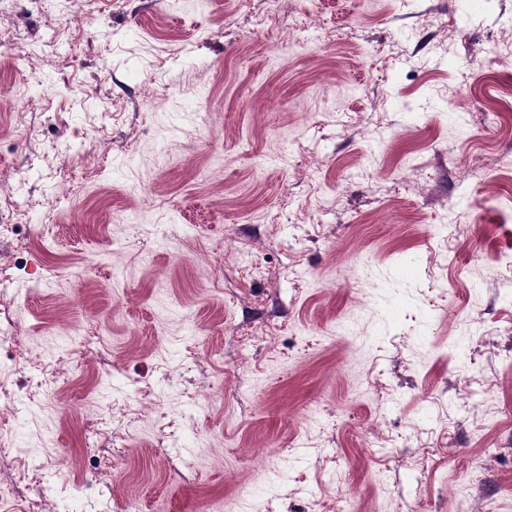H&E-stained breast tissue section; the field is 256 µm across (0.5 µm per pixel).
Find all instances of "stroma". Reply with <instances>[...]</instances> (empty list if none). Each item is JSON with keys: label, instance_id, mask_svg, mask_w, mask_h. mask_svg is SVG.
<instances>
[{"label": "stroma", "instance_id": "35a3bbf8", "mask_svg": "<svg viewBox=\"0 0 512 512\" xmlns=\"http://www.w3.org/2000/svg\"><path fill=\"white\" fill-rule=\"evenodd\" d=\"M0 97V512H512V0H0Z\"/></svg>", "mask_w": 512, "mask_h": 512}]
</instances>
